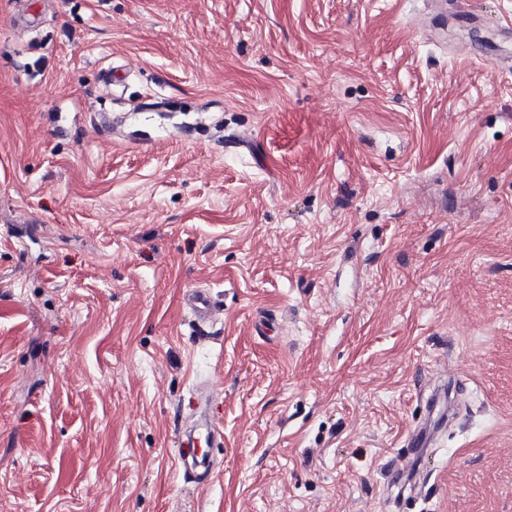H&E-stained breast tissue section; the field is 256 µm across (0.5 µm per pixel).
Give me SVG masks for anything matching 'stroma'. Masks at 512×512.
Segmentation results:
<instances>
[{"instance_id": "obj_1", "label": "stroma", "mask_w": 512, "mask_h": 512, "mask_svg": "<svg viewBox=\"0 0 512 512\" xmlns=\"http://www.w3.org/2000/svg\"><path fill=\"white\" fill-rule=\"evenodd\" d=\"M467 2L0 0V512H512V0ZM187 304L198 328L211 321L216 312L213 293L206 288H191L187 292ZM444 411L430 422L420 424L414 430V433L406 443L407 452L399 463L392 467L390 478L399 484L412 470L413 464L418 458L423 457L427 453V448H430L434 434L437 430V424L445 419L448 415L446 411V398L447 392L444 390ZM219 436L224 438L221 432L213 429L205 417L194 419L190 424H184L183 437H184V455L181 461L186 458H191L195 467L192 474L194 481L205 487L209 483V474L213 466V461L208 458L203 451H200V446L197 444V439L208 440L211 437Z\"/></svg>"}]
</instances>
